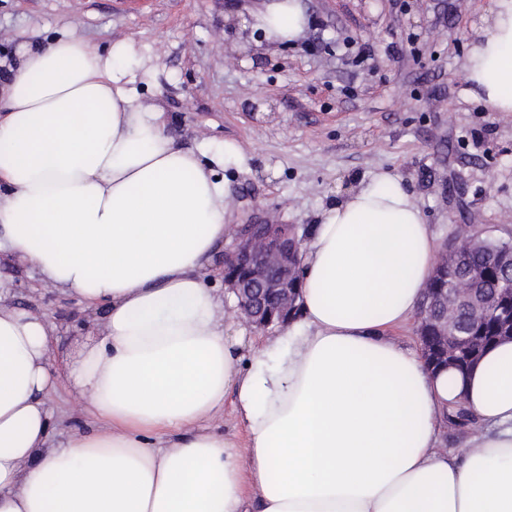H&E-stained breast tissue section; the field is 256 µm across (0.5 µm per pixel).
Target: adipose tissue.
Instances as JSON below:
<instances>
[{
  "mask_svg": "<svg viewBox=\"0 0 512 512\" xmlns=\"http://www.w3.org/2000/svg\"><path fill=\"white\" fill-rule=\"evenodd\" d=\"M238 22L285 44L308 17L264 0ZM135 57L62 34L24 48L0 90V255L107 309L66 367L95 428L56 448L54 326L0 289V512H512V340L460 374L390 335L438 248L397 176L323 211L298 317L244 358L235 295L206 283L237 233L230 183L139 98ZM464 70L474 99L512 112V0ZM228 398L244 439L210 428ZM458 405L481 429L457 452L441 434Z\"/></svg>",
  "mask_w": 512,
  "mask_h": 512,
  "instance_id": "obj_1",
  "label": "adipose tissue"
}]
</instances>
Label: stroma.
<instances>
[{"label": "stroma", "mask_w": 512, "mask_h": 512, "mask_svg": "<svg viewBox=\"0 0 512 512\" xmlns=\"http://www.w3.org/2000/svg\"><path fill=\"white\" fill-rule=\"evenodd\" d=\"M261 0H0V84L21 44L69 31L92 45L133 41L135 88L159 104L184 148L238 144L227 173L233 221L255 215L309 236L324 208L390 171L412 192L438 243L470 225L512 239V112L472 100L462 66L492 0H304L296 42L267 46L236 18ZM11 303L56 330L48 406L52 446L88 429L65 375L105 310L39 287L31 268L1 262Z\"/></svg>", "instance_id": "stroma-1"}]
</instances>
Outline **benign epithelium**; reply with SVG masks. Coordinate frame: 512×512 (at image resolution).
Instances as JSON below:
<instances>
[{"mask_svg": "<svg viewBox=\"0 0 512 512\" xmlns=\"http://www.w3.org/2000/svg\"><path fill=\"white\" fill-rule=\"evenodd\" d=\"M303 239L291 224H243L232 245L224 249V282L238 299L239 318L266 331L292 322L299 310L301 289L289 282L300 266ZM465 304L469 317L494 318L500 329L495 340H512V293L499 291L494 298L475 296L456 288H434L427 283L420 321L435 323V335L420 336L421 355L430 367L465 370V357L478 342L458 325L456 309Z\"/></svg>", "mask_w": 512, "mask_h": 512, "instance_id": "1", "label": "benign epithelium"}]
</instances>
